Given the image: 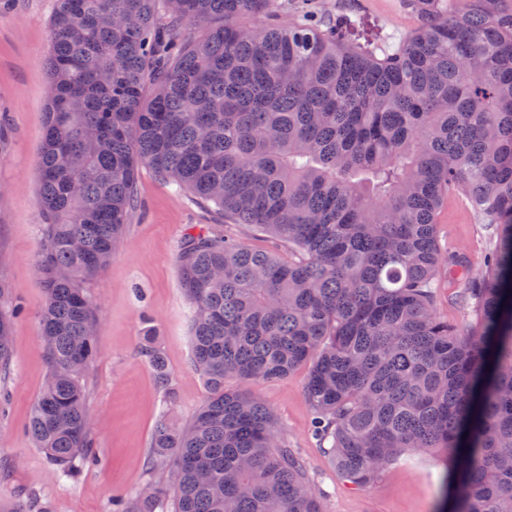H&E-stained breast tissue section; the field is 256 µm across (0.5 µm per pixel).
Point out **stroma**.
Masks as SVG:
<instances>
[{
	"mask_svg": "<svg viewBox=\"0 0 512 512\" xmlns=\"http://www.w3.org/2000/svg\"><path fill=\"white\" fill-rule=\"evenodd\" d=\"M334 18L349 17L357 31L395 45L417 25L403 0H317ZM56 0H14L0 12V280L15 310L12 353L0 372V501L37 496L51 512H109L115 498L166 481L151 468V446L164 389L142 354L146 328L170 372L176 403L170 418L188 425L208 395L192 364V308L181 286L178 254L190 228L224 224L247 245L287 259L288 247L225 223L223 215L140 167L137 207L110 265L90 288L100 322L98 356L85 378L91 408L90 446L98 463L78 481L62 478L26 432L47 373L39 319L45 289L35 261L42 241L38 157L48 106L49 23ZM490 229L463 202L439 214L442 250L467 257L474 276L492 246ZM306 368L254 385L272 410L289 447L298 450L326 512H442L446 466L439 451L409 448L374 481L354 488L341 478L327 449L311 433Z\"/></svg>",
	"mask_w": 512,
	"mask_h": 512,
	"instance_id": "35a3bbf8",
	"label": "stroma"
}]
</instances>
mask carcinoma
I'll return each instance as SVG.
<instances>
[{"mask_svg": "<svg viewBox=\"0 0 512 512\" xmlns=\"http://www.w3.org/2000/svg\"><path fill=\"white\" fill-rule=\"evenodd\" d=\"M396 48L285 0H57L39 152L36 267L47 377L27 432L73 479L94 461L84 380L97 356L88 283L136 206L139 166L291 258L201 226L178 255L194 420L161 415L169 483L112 512H325L271 409L246 390L306 366L313 427L341 477L374 480L406 448L446 462L445 512H512V10L405 0ZM190 21L201 34L182 32ZM465 199L492 230L479 278L444 255L436 215ZM473 322L436 311L440 274ZM0 280V370L13 313ZM166 404L162 356L144 349ZM232 378L240 387L230 388Z\"/></svg>", "mask_w": 512, "mask_h": 512, "instance_id": "cac0c4a2", "label": "carcinoma"}]
</instances>
